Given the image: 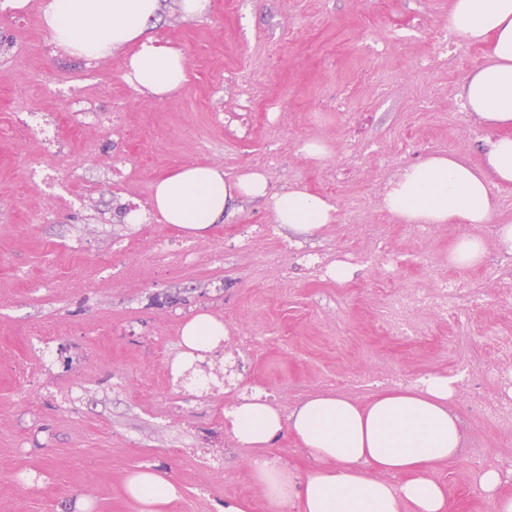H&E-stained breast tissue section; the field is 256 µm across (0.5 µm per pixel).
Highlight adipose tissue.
Returning <instances> with one entry per match:
<instances>
[{
	"label": "adipose tissue",
	"instance_id": "1",
	"mask_svg": "<svg viewBox=\"0 0 512 512\" xmlns=\"http://www.w3.org/2000/svg\"><path fill=\"white\" fill-rule=\"evenodd\" d=\"M160 0H47L40 23L68 53L90 60L135 45L128 82L164 99L187 82L181 49L145 34ZM448 29L488 44L486 61L457 97L484 130L481 163L453 153L431 154L401 168L386 184L381 206L403 224H492L499 249L512 252V224L497 222L499 193L512 186V0H450ZM268 200L275 223L312 237L334 223L331 198L293 186L270 193L266 175H230L215 165H188L159 178L152 206L160 220L189 238L202 236L240 201ZM222 320L200 312L182 324L185 360L210 353L227 339ZM454 378L432 374L418 383L379 389L366 403L322 391L281 411L261 391L240 395L224 411V426L241 446L259 450L252 478L267 512H450L439 466L458 456L465 428L454 401ZM298 441L311 463L294 474L273 452L277 441ZM127 497L138 512H166L180 491L168 471L147 464L130 471Z\"/></svg>",
	"mask_w": 512,
	"mask_h": 512
}]
</instances>
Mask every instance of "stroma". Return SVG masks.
<instances>
[{"label": "stroma", "mask_w": 512, "mask_h": 512, "mask_svg": "<svg viewBox=\"0 0 512 512\" xmlns=\"http://www.w3.org/2000/svg\"><path fill=\"white\" fill-rule=\"evenodd\" d=\"M447 24L448 0H243L238 13L215 4L194 20L183 18L179 0H161L149 33L177 30L187 56L202 66L162 101L126 82L128 55L62 56L48 48L37 23L17 30L18 56L0 64V118L59 108L49 83L78 79L100 105L126 99L136 133L105 123L92 148L65 131L60 154L33 138L0 140V512H71L77 494L87 497L89 512H137L124 494L125 477L156 463L180 490L169 512H219L228 498L250 500L263 512L253 452L225 433V407L256 387L286 410L345 375H390L402 385L435 373L461 375L455 407L469 439L486 449L489 464L512 468V440L482 414L486 400L502 395L491 339L512 336V283L499 280L493 233L485 224H436L424 237L380 205L394 167L447 150L479 158L482 132L456 94L483 64L481 47L460 45L453 69L415 67L432 54L426 27ZM396 25L403 28L399 48H383ZM244 61L266 80L268 113L244 111L224 90L225 68ZM430 93L434 110L416 111ZM329 100L335 109L326 108ZM276 138L322 140L333 149V165L360 156L332 195L335 222L301 247L274 223L263 199L242 203L194 239L193 262L184 267L170 266L163 254L184 243L180 229L157 220L127 224L130 210H149L160 176L189 164L248 170ZM404 138L413 144L406 152L398 149ZM35 158L66 178L81 168L107 175L110 187L74 182L82 201L71 208L33 191L15 194ZM321 170L295 152L267 178L274 192L298 184L321 194ZM464 231L490 246L480 266L452 274L489 288L487 302L469 305L459 320L429 319L439 340L425 347L380 336L377 311L403 289L433 287L427 268L447 266ZM315 250L327 262L362 252L373 260L339 284L312 274L307 254ZM388 250L404 260L393 282L382 281L376 265ZM281 267L287 280L278 276ZM198 312L234 314L230 334L259 341L246 355L223 349L206 358V367L224 376L205 393L172 379L158 355L164 349L179 359L180 327ZM36 332L59 338L45 368L29 346ZM89 359L97 371L85 382L80 369ZM435 476L446 484L453 512H493L467 458Z\"/></svg>", "instance_id": "35a3bbf8"}]
</instances>
